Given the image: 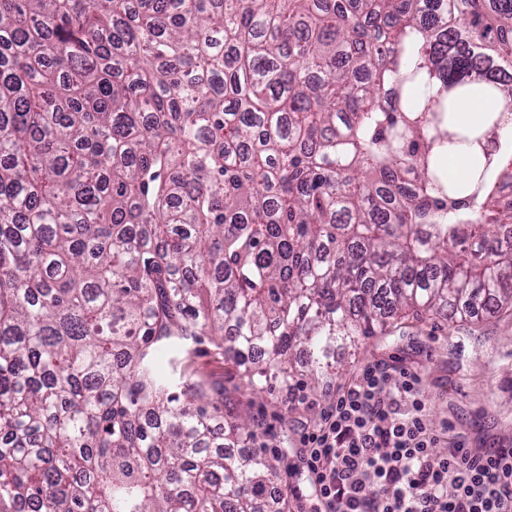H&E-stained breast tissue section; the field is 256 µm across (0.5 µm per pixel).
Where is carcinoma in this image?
<instances>
[{
	"instance_id": "1",
	"label": "carcinoma",
	"mask_w": 512,
	"mask_h": 512,
	"mask_svg": "<svg viewBox=\"0 0 512 512\" xmlns=\"http://www.w3.org/2000/svg\"><path fill=\"white\" fill-rule=\"evenodd\" d=\"M510 121L512 0H0V512H259L176 354L286 391L511 309ZM493 109L494 104L491 100L473 97L460 104L457 118L460 122L469 124L478 121L485 112H490ZM474 164V160L466 148L460 146L448 148L445 165L448 175L453 180H458L467 175Z\"/></svg>"
}]
</instances>
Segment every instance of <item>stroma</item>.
Wrapping results in <instances>:
<instances>
[{"label":"stroma","instance_id":"obj_1","mask_svg":"<svg viewBox=\"0 0 512 512\" xmlns=\"http://www.w3.org/2000/svg\"><path fill=\"white\" fill-rule=\"evenodd\" d=\"M337 358L340 365L315 393L312 409L287 405L275 389L252 393L240 367L209 341L188 346L180 371L184 381L205 386L225 421L252 417L259 425L255 445L292 447V454L276 463L282 488L295 485L294 473L303 467L297 446L303 429L319 418V402L372 360L421 375L431 424L447 429L449 441L461 439L471 448L512 446V315L487 314L480 324L460 327L405 319L388 335L371 337L354 351H339Z\"/></svg>","mask_w":512,"mask_h":512}]
</instances>
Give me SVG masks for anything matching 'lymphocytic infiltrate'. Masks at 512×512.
I'll list each match as a JSON object with an SVG mask.
<instances>
[{
  "label": "lymphocytic infiltrate",
  "instance_id": "lymphocytic-infiltrate-1",
  "mask_svg": "<svg viewBox=\"0 0 512 512\" xmlns=\"http://www.w3.org/2000/svg\"><path fill=\"white\" fill-rule=\"evenodd\" d=\"M442 439L421 375L366 363L334 391L300 436L303 486L313 512H512V448Z\"/></svg>",
  "mask_w": 512,
  "mask_h": 512
}]
</instances>
